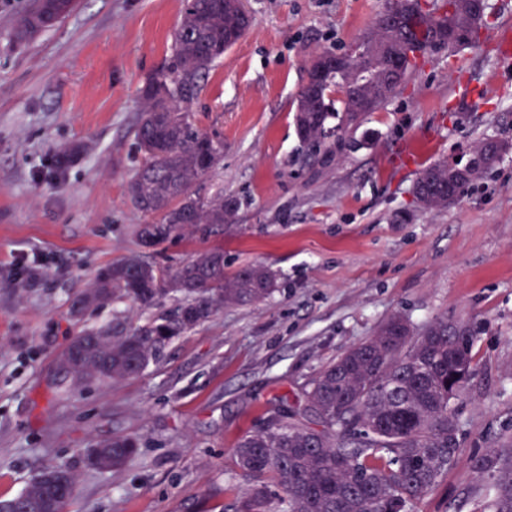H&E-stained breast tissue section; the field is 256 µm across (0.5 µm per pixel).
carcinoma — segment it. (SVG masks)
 Returning <instances> with one entry per match:
<instances>
[{"label":"carcinoma","mask_w":512,"mask_h":512,"mask_svg":"<svg viewBox=\"0 0 512 512\" xmlns=\"http://www.w3.org/2000/svg\"><path fill=\"white\" fill-rule=\"evenodd\" d=\"M224 2L186 0L169 60L142 89L145 105L135 130L142 162L129 194L139 210L157 216L138 231L139 238H148L147 248L193 227L231 224L236 217V202L222 194L203 198L195 190L215 170L224 144L194 124L189 108L216 61L232 47L224 43V31L243 34L254 21L243 6L232 11ZM73 7V0H33L11 39L27 42ZM426 7L432 13L431 54L477 44L462 35L486 16L483 0H429ZM362 37L375 49L369 66L299 91L294 124L311 158L334 155L330 118L339 116L344 132L363 123L367 113L354 110L353 98L377 96L374 112L390 99L376 94L387 78L388 57L404 51L416 33L378 18ZM202 138L212 145L207 166L199 149ZM498 144L492 139L475 144L464 169L446 161L424 168L413 188L417 201L428 209L459 202L502 157ZM278 287L277 274L262 263L227 272L220 249L198 252L173 272L135 255L125 257L102 268L76 298L83 310L126 301L151 308L178 293L182 301L142 325L119 330L109 321L81 329L69 343L81 348V357L72 360L65 351L60 363L80 379L135 377L170 343L224 307L261 302ZM448 325V318H439L416 335L405 317L391 316L317 373L305 389L303 409L279 404L263 427L241 435L232 454L235 475L247 486L231 505L233 512H413L456 463L453 403L475 371V330L465 324L450 336ZM95 448L88 465L96 470L119 469L138 452L135 439L120 435ZM60 478L69 484L65 498L54 489ZM75 493V478L61 463L33 478L15 501L22 512H65ZM496 507L512 512L511 476L498 485Z\"/></svg>","instance_id":"1"}]
</instances>
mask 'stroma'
Listing matches in <instances>:
<instances>
[{
	"instance_id": "stroma-1",
	"label": "stroma",
	"mask_w": 512,
	"mask_h": 512,
	"mask_svg": "<svg viewBox=\"0 0 512 512\" xmlns=\"http://www.w3.org/2000/svg\"><path fill=\"white\" fill-rule=\"evenodd\" d=\"M29 2L0 0V502L64 463L77 484L66 512H224L241 488L236 439L277 399L301 406L323 366L400 314L477 331L458 461L416 512H495L501 469L478 463L512 441V152L448 207L422 209L413 187L422 167L468 162L475 141H512V61L486 42L431 57L314 164L293 123L305 62L355 41L385 0H247L252 26L190 105L224 143L197 190L237 199L236 221L145 251L148 218L128 194L141 90L185 0H79L17 46ZM491 82L496 99L472 96ZM215 245L227 270L270 266L278 289L225 307L136 377L79 383L59 365L70 303L102 267L142 253L173 270ZM115 435L138 455L89 469L87 449Z\"/></svg>"
}]
</instances>
